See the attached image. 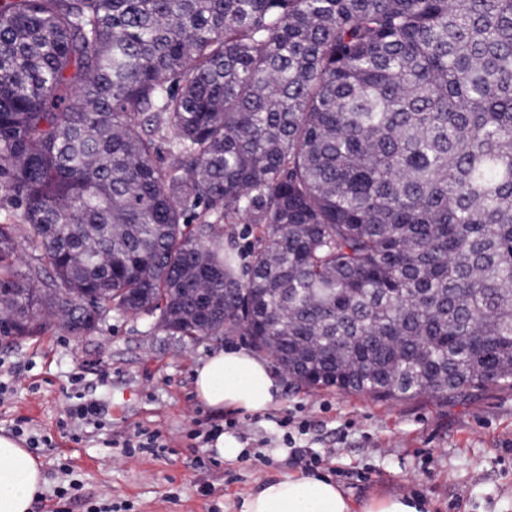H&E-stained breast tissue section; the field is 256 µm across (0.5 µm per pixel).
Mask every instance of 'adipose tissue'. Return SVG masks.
Wrapping results in <instances>:
<instances>
[{
	"instance_id": "adipose-tissue-1",
	"label": "adipose tissue",
	"mask_w": 512,
	"mask_h": 512,
	"mask_svg": "<svg viewBox=\"0 0 512 512\" xmlns=\"http://www.w3.org/2000/svg\"><path fill=\"white\" fill-rule=\"evenodd\" d=\"M197 399L221 412L263 413L273 408L281 383L267 360L249 350L218 349L200 358L193 371ZM44 479L41 464L21 443L0 435V512H31ZM399 494L358 501L323 476L268 480L245 497L240 512H420Z\"/></svg>"
}]
</instances>
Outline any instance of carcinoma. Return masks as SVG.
<instances>
[{
  "mask_svg": "<svg viewBox=\"0 0 512 512\" xmlns=\"http://www.w3.org/2000/svg\"><path fill=\"white\" fill-rule=\"evenodd\" d=\"M0 191L5 336L116 311L310 387L512 388V0H0Z\"/></svg>",
  "mask_w": 512,
  "mask_h": 512,
  "instance_id": "1",
  "label": "carcinoma"
}]
</instances>
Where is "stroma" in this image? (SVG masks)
<instances>
[{
    "label": "stroma",
    "instance_id": "stroma-1",
    "mask_svg": "<svg viewBox=\"0 0 512 512\" xmlns=\"http://www.w3.org/2000/svg\"><path fill=\"white\" fill-rule=\"evenodd\" d=\"M153 323L113 312L79 338L56 328L0 341V434L20 424L41 440L45 488L32 512H238L261 481L309 474L358 501L401 494L423 512H512V389L382 401L283 372L270 411L219 414L196 398L194 365L247 340L192 341ZM85 401L101 405L100 424L69 417ZM215 424L240 442L236 459L205 443ZM140 430L159 432V447H127Z\"/></svg>",
    "mask_w": 512,
    "mask_h": 512
}]
</instances>
